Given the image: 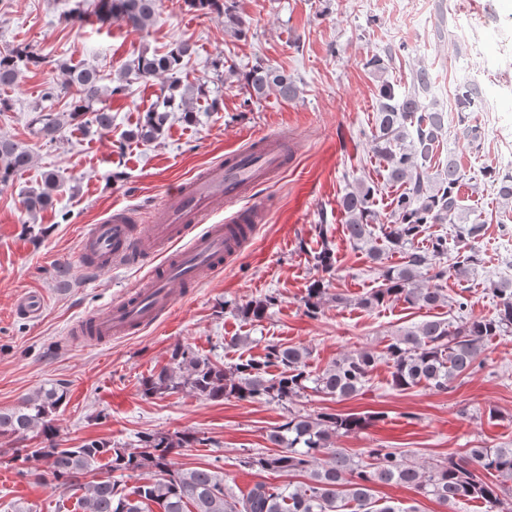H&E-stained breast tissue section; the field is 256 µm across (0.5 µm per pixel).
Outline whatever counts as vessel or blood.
<instances>
[{
    "label": "vessel or blood",
    "instance_id": "obj_1",
    "mask_svg": "<svg viewBox=\"0 0 512 512\" xmlns=\"http://www.w3.org/2000/svg\"><path fill=\"white\" fill-rule=\"evenodd\" d=\"M285 148L284 138L263 136L226 154L201 173L185 178L177 191L153 211L149 223H136L130 209L116 208L101 223L90 225L82 236L81 249L94 258L96 265L123 267L165 252L170 258L159 274L146 278L75 325L72 335H129L169 311V283L195 285L223 264L232 263L248 244L254 224L262 219V207L254 192L258 185L280 174ZM218 202L231 207L232 212L223 223H209ZM202 222L206 230L192 235V227Z\"/></svg>",
    "mask_w": 512,
    "mask_h": 512
}]
</instances>
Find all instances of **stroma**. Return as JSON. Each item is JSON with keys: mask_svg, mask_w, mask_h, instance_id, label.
Masks as SVG:
<instances>
[{"mask_svg": "<svg viewBox=\"0 0 512 512\" xmlns=\"http://www.w3.org/2000/svg\"><path fill=\"white\" fill-rule=\"evenodd\" d=\"M93 3L0 0V51L26 45L43 60L22 71L14 85L0 87V99L10 103L0 112V137L33 156L0 190V409L19 407L40 389L62 387L66 397L52 418L58 441L70 448L94 439L130 446L145 432L195 433L197 445L176 455L177 465L217 466L225 488L237 495L268 480V473L244 460L268 452V432L292 410L381 413L365 430L337 437V447L356 458L369 448H395L428 465L476 445L512 446V335L489 338L480 368L445 392L396 390L393 368L381 357L357 396L338 401L308 391L288 408L183 392L149 398L141 388L143 377L165 366L180 345L228 366L262 358L273 344L299 345L310 351L309 370L319 372L346 352L380 355L405 327L453 317L445 304L360 303L380 287V265L403 261L384 248L383 227L399 188L372 149L378 88L388 81L406 93L412 71L421 66L432 74L429 97L445 114L438 157L455 156L469 176L461 187L465 205L494 217L476 243L479 266L441 286L467 298L469 315L496 314L494 287L512 280V212L499 208L483 172L512 167V6L506 0H227L243 23L237 29L221 16L189 10L183 0H161L154 24L144 31L120 22L78 27L66 21L75 6L89 10ZM444 23L450 32L441 37L436 28ZM182 43L192 47L179 78L193 97V116L171 109L158 138H129L145 112L161 104L165 83L132 76L124 93L100 100L112 114L109 132L68 124L56 142L34 137L32 120L41 109L65 107L61 64L92 65L108 87L142 51L161 54ZM393 46L402 49L394 68L378 73L366 67L367 59ZM486 60L497 81L471 115L484 132L473 146L449 95ZM259 62L288 74L298 98L250 97L241 77ZM264 135L287 140L288 166L261 187L271 208L238 261L200 285L171 284L169 312L136 334L72 341L73 323L153 269L148 263L88 271L80 250L88 226L116 205L142 210L162 202L180 180ZM48 170L60 176L54 203L29 215L23 197ZM361 184L375 189L374 238L384 250L379 264L349 239L340 206ZM325 246L334 253L328 276L315 259ZM323 277L328 296L312 316L303 298ZM31 292L44 299L35 319L15 311L17 299ZM268 296L276 302L262 320L239 313L240 305ZM35 445L0 436V512L20 505L33 512H80L82 489L42 481V463L17 460L19 449Z\"/></svg>", "mask_w": 512, "mask_h": 512, "instance_id": "35a3bbf8", "label": "stroma"}]
</instances>
